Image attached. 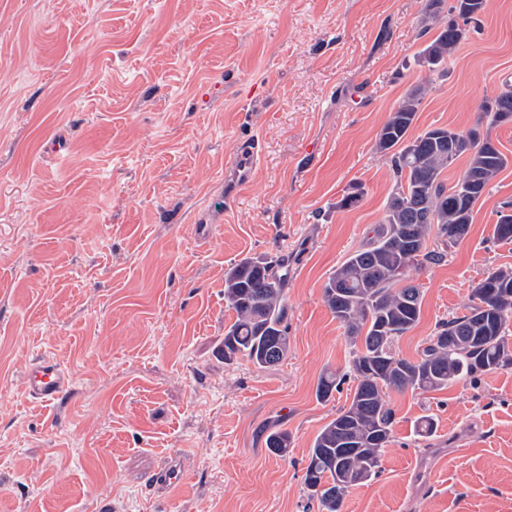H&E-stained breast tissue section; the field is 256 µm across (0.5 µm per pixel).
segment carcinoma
<instances>
[{"instance_id":"cac0c4a2","label":"carcinoma","mask_w":512,"mask_h":512,"mask_svg":"<svg viewBox=\"0 0 512 512\" xmlns=\"http://www.w3.org/2000/svg\"><path fill=\"white\" fill-rule=\"evenodd\" d=\"M430 0L425 21L436 36L416 56L431 72L448 69V59L467 35L466 26L485 10L486 0ZM425 95L408 90L381 128L376 151L390 156L395 189L381 224L372 236L330 274L323 299L345 327L353 346L349 373L356 382L348 406L317 435L305 468L304 484L321 512H340L348 489L377 475L384 448L392 441L394 412L390 391L441 390L455 382L474 383L484 374L512 367V267L489 272L473 288L467 313L438 324L416 358L401 356L396 343L421 315V289L408 273L444 259L448 247L462 242L473 223L476 203L509 164V158L479 126L512 125V83L484 105L477 126L466 132L434 127L416 137L409 131ZM467 166L456 183L444 173L460 157ZM353 185L336 207L347 209L362 199ZM437 247H428L430 236ZM494 239L512 242V204L497 211ZM288 259L247 257L224 272V300L235 313L224 327V362L243 357L259 369L288 356L285 287ZM343 378L328 372L318 382V399L327 400ZM288 433L272 432L266 448L288 453Z\"/></svg>"}]
</instances>
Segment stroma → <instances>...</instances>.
I'll use <instances>...</instances> for the list:
<instances>
[{"mask_svg": "<svg viewBox=\"0 0 512 512\" xmlns=\"http://www.w3.org/2000/svg\"><path fill=\"white\" fill-rule=\"evenodd\" d=\"M426 5L0 0V512H319L308 454L355 387L316 397L353 357L323 288L384 218L378 133L409 88L426 89L416 136L470 129L512 80V0H486L444 74L414 61L435 35ZM354 184L360 203L337 208ZM505 202L512 166L468 237L413 271L422 313L402 356L512 266L493 238ZM259 255L288 258V356L265 370L219 354L224 272ZM38 355L70 374L62 398L26 396ZM387 401L393 440L341 512H512V368ZM424 417L433 431L416 435ZM172 458L187 475L174 497L153 483ZM257 159L258 152L254 144L239 150L232 162L234 176L242 181L249 179Z\"/></svg>", "mask_w": 512, "mask_h": 512, "instance_id": "1", "label": "stroma"}]
</instances>
